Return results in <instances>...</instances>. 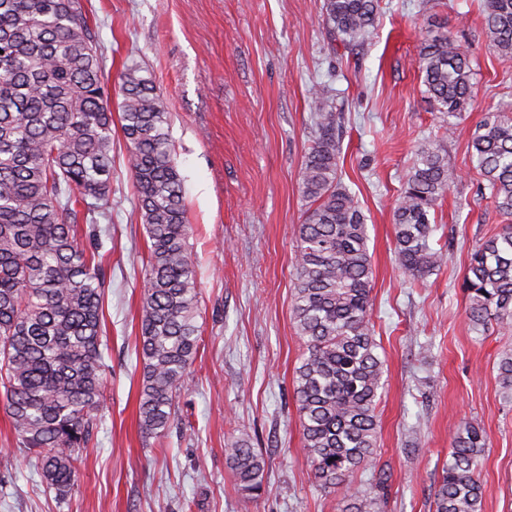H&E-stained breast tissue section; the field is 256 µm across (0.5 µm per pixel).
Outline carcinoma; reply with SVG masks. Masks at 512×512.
<instances>
[{"label": "carcinoma", "instance_id": "cac0c4a2", "mask_svg": "<svg viewBox=\"0 0 512 512\" xmlns=\"http://www.w3.org/2000/svg\"><path fill=\"white\" fill-rule=\"evenodd\" d=\"M334 41L349 47L377 28L380 0H325ZM483 34L512 58V0H486ZM417 67L446 133L472 97V68L448 33L422 43ZM121 130L148 237L140 305L142 432L165 436L201 340L195 263L170 117L151 76L127 68ZM315 136L301 168L309 203L298 225L292 320L306 352L295 369L302 451L316 485L342 493V512H381L388 476L357 474L377 451L383 362L372 321L367 218L338 172L340 116L312 90ZM472 155L499 214L512 217V112H487ZM112 172V108L78 0H0V385L19 445L65 492L93 445L109 366L103 340L105 286L79 224L106 214ZM456 174L440 143L422 145L396 201L395 260L415 283L447 264L431 246L435 210ZM474 329L512 325V224L472 254L462 283ZM498 383L512 402V351ZM488 448L475 423L456 429L434 487V512H482L476 475ZM247 498L265 492V461L241 436L224 449Z\"/></svg>", "mask_w": 512, "mask_h": 512}]
</instances>
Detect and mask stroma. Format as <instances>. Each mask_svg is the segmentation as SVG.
Here are the masks:
<instances>
[{
  "mask_svg": "<svg viewBox=\"0 0 512 512\" xmlns=\"http://www.w3.org/2000/svg\"><path fill=\"white\" fill-rule=\"evenodd\" d=\"M102 81L120 103L127 66L149 71L167 111L183 177L200 292L202 341L175 401L182 427L162 440L139 427L136 355L147 236L120 127L112 129L106 217L88 227L105 274L111 368L94 445L66 495L47 489L0 409V512H339L301 450L293 392L305 346L291 319L296 231L308 207L300 172L311 144L314 84L341 114L342 181L367 217L373 311L384 362L378 451L359 480L389 477L384 512H433L451 435L479 424L482 512H512V403L497 361L512 327L473 331L461 284L476 246L505 219L480 198L476 124L512 111V58L482 33L484 0H381L374 34L346 49L324 0H79ZM450 32L473 71L452 138L417 69L424 40ZM442 140L458 178L435 211L448 262L413 287L394 263L396 200L426 141ZM248 436L265 459L267 494L239 491L224 450Z\"/></svg>",
  "mask_w": 512,
  "mask_h": 512,
  "instance_id": "stroma-1",
  "label": "stroma"
}]
</instances>
